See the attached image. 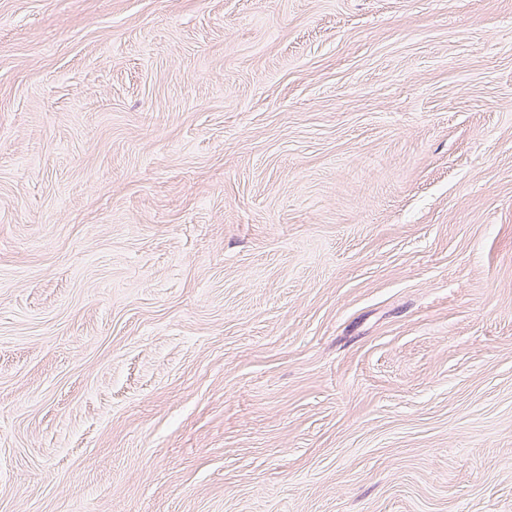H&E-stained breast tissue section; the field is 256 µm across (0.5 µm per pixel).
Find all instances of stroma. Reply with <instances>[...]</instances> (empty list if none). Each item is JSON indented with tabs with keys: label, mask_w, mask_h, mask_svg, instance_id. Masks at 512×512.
<instances>
[{
	"label": "stroma",
	"mask_w": 512,
	"mask_h": 512,
	"mask_svg": "<svg viewBox=\"0 0 512 512\" xmlns=\"http://www.w3.org/2000/svg\"><path fill=\"white\" fill-rule=\"evenodd\" d=\"M0 512H512V0H0Z\"/></svg>",
	"instance_id": "stroma-1"
}]
</instances>
